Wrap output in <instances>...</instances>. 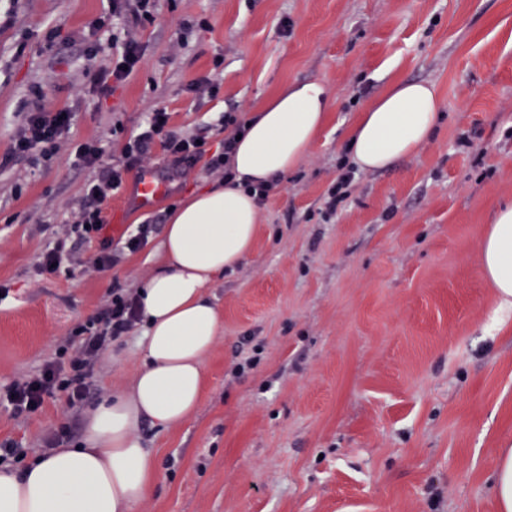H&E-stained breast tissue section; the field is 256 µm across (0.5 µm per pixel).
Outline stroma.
<instances>
[{"instance_id":"35a3bbf8","label":"stroma","mask_w":512,"mask_h":512,"mask_svg":"<svg viewBox=\"0 0 512 512\" xmlns=\"http://www.w3.org/2000/svg\"><path fill=\"white\" fill-rule=\"evenodd\" d=\"M112 0H0V387L53 357L115 288L150 276L168 214L191 189L222 183L207 158L239 120L289 83L330 90L327 122L260 206L251 254L207 288L223 315L199 408L138 435L158 462L133 512H497L492 476L512 442V314L480 261L495 208L512 200V0H155L152 18L96 29ZM56 38L46 41L48 29ZM135 38L144 55L112 94L95 67ZM102 51L88 58L87 49ZM209 86L191 89L197 79ZM436 86L432 138L391 167L355 173L327 214L328 191L365 108L396 82ZM76 114L74 141L120 160L158 104L204 157L162 148L108 200L113 248L138 225L146 245L111 269L37 274L95 171L62 150L6 162L36 103ZM150 176L165 193L142 208ZM134 334L99 363L93 401L127 383ZM63 400L27 419L0 409V442L39 453L42 437H82Z\"/></svg>"}]
</instances>
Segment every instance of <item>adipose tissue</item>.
Listing matches in <instances>:
<instances>
[{
    "label": "adipose tissue",
    "instance_id": "obj_1",
    "mask_svg": "<svg viewBox=\"0 0 512 512\" xmlns=\"http://www.w3.org/2000/svg\"><path fill=\"white\" fill-rule=\"evenodd\" d=\"M331 106L318 81L288 84L252 112L231 156L233 179L183 200L164 227L156 268L138 292L139 366L118 392L85 412L80 447L59 448L23 470L0 466V512H133L157 465L138 429L171 428L197 411L206 358L222 321L209 282L251 252L259 228L253 186L292 170L323 129ZM441 101L433 84L398 82L354 127L348 148L359 168L390 167L426 143ZM485 276L512 312V204L499 206L481 242Z\"/></svg>",
    "mask_w": 512,
    "mask_h": 512
}]
</instances>
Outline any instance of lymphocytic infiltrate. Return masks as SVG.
Wrapping results in <instances>:
<instances>
[{"label":"lymphocytic infiltrate","instance_id":"obj_1","mask_svg":"<svg viewBox=\"0 0 512 512\" xmlns=\"http://www.w3.org/2000/svg\"><path fill=\"white\" fill-rule=\"evenodd\" d=\"M141 57L136 41L125 43L121 54L111 58L93 76L94 84L103 91L121 84ZM75 120L69 109L37 107L28 112L21 132L15 138L11 155L30 160L49 159L56 155ZM171 115L166 107L158 106L147 116L141 133L125 148L126 162L102 170L90 181L74 213L72 224L66 225L62 236L45 250L37 266L38 273H52L54 265L63 257L72 255L83 243L96 240L101 249L93 260L99 270L111 268L118 260L112 250V241L105 234L107 226L104 206L112 191L118 189L128 170V159H144L154 147L162 149L175 159L191 160L207 157L208 166L215 171H228L230 154L236 138L245 125L232 115H225L224 125L229 133L224 138V150L206 156L197 136L185 135L172 129ZM139 320L138 296L120 288L112 289L109 299L98 312L78 323L66 337L55 358L45 361L33 374L14 381L0 391V406L10 409L14 417H26L40 410L51 399L64 397L70 410L84 405L91 393L96 366L112 342L132 330Z\"/></svg>","mask_w":512,"mask_h":512}]
</instances>
